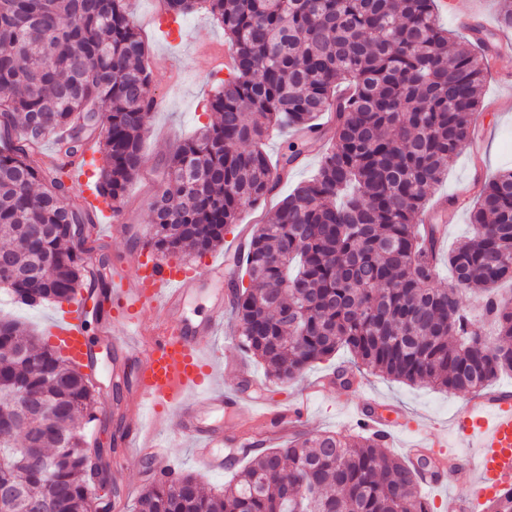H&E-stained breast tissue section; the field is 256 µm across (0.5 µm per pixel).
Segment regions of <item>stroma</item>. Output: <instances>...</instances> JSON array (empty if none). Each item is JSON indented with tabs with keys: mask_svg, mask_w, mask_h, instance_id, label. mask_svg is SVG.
<instances>
[{
	"mask_svg": "<svg viewBox=\"0 0 512 512\" xmlns=\"http://www.w3.org/2000/svg\"><path fill=\"white\" fill-rule=\"evenodd\" d=\"M127 8L149 46L155 108L143 135L144 164L127 189L123 209L118 218H102L95 229L96 244L102 245L104 253L112 258L132 256L141 250L151 232L149 202L161 185V173L183 140L208 124L210 98L218 82L227 76L224 50L228 42L223 29L205 12L177 18L165 11L162 0H128ZM318 163V155L305 156L280 185L277 196L244 208L238 223L225 232L223 246L202 255L193 251L174 256V263L193 268L202 280L200 293L185 306L189 319L199 320L208 313L215 286L210 262L234 253L242 233L270 217L278 195L291 192L311 175ZM504 170H512V52L492 60L484 85L478 136L450 160L446 178L432 195L433 201L441 205L434 221L444 227L443 250L453 249L471 231L474 181L491 179ZM117 223L124 227L123 235L113 234L112 227ZM59 311L56 303L32 307L0 296V314L37 331L40 340L48 345L53 342L50 330ZM215 350L220 383L230 388L241 384L243 376H251L259 383L253 391L255 399L271 407L294 402L304 383L331 376L334 369L352 360L351 354L342 350L330 360L314 364L304 379L272 381L261 363L241 353L237 333L229 322L219 329ZM364 395L382 405L386 415L408 421L389 445L390 453L407 458L411 445L431 432L445 437L447 447L462 450L454 417L464 394L427 385H408L378 373L356 376L353 386L347 389L328 385L312 400L304 431H349L355 425L352 408ZM134 402L131 390L116 394L108 385L98 396L99 419L93 423L92 433L98 441L113 448L108 465L114 488L110 505L100 506L98 512H133L143 491L139 459L135 451L125 446L124 430ZM168 421L166 440L180 471L193 473L205 487H222L230 479L231 470L207 471L193 455L191 441L180 436L176 413H169Z\"/></svg>",
	"mask_w": 512,
	"mask_h": 512,
	"instance_id": "35a3bbf8",
	"label": "stroma"
}]
</instances>
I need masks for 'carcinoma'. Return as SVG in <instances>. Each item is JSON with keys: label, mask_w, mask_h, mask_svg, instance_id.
Listing matches in <instances>:
<instances>
[{"label": "carcinoma", "mask_w": 512, "mask_h": 512, "mask_svg": "<svg viewBox=\"0 0 512 512\" xmlns=\"http://www.w3.org/2000/svg\"><path fill=\"white\" fill-rule=\"evenodd\" d=\"M177 17L206 10L236 67L210 99L212 123L170 157L143 246L159 253L224 244L241 208L270 196L303 153L311 178L278 203L227 276L238 346L281 382L341 349L408 384L483 391L512 372V171L476 183L471 235L443 255L437 224L415 223L448 162L474 139L493 33L469 28L448 54L436 0H164ZM146 46L125 0H0V289L26 305L98 298L112 284L82 244L100 209L69 184L97 167L96 195L116 217L143 166L151 117ZM346 83L350 95L339 99ZM272 164L271 133L316 130ZM99 133L100 159L82 160ZM59 135L58 158L37 160ZM446 260L454 284L437 288ZM248 275L243 286L240 271ZM483 300L496 342L462 307ZM100 392L81 367L0 317V512H90L105 454L89 433ZM135 512H434L414 466L376 435L296 432L246 456L218 491L192 474L158 482Z\"/></svg>", "instance_id": "carcinoma-1"}]
</instances>
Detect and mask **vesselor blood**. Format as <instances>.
<instances>
[{"label": "vessel or blood", "instance_id": "b4317fda", "mask_svg": "<svg viewBox=\"0 0 512 512\" xmlns=\"http://www.w3.org/2000/svg\"><path fill=\"white\" fill-rule=\"evenodd\" d=\"M112 294L106 306L109 326L119 328L115 346L132 356L137 364L133 389L139 406H151L157 424H164L168 410H177L181 434L199 444L196 458L212 472L223 471L226 448H259L263 437L254 431L228 434L223 412H240L248 403L238 387L224 389L215 381L216 364L210 358V339L224 320V295L212 298L209 317L199 323L188 321L183 306L197 291L199 279L190 269L157 260L150 251L133 262L113 261L107 270ZM84 309L71 302L62 307L52 333L58 346L78 362L91 355L83 330ZM151 326L148 338H140L143 326ZM308 400L277 408L260 407L252 415L259 422H274L277 434L301 426ZM356 420L390 440L400 429L397 421L369 411L367 403L356 408ZM466 452L449 454L438 469L421 470L420 486L431 489L464 487L460 512H512V394L490 392L461 406L456 420ZM129 442L136 444L141 460L149 465L147 482L171 481L178 469L169 452L141 418H132Z\"/></svg>", "mask_w": 512, "mask_h": 512}]
</instances>
